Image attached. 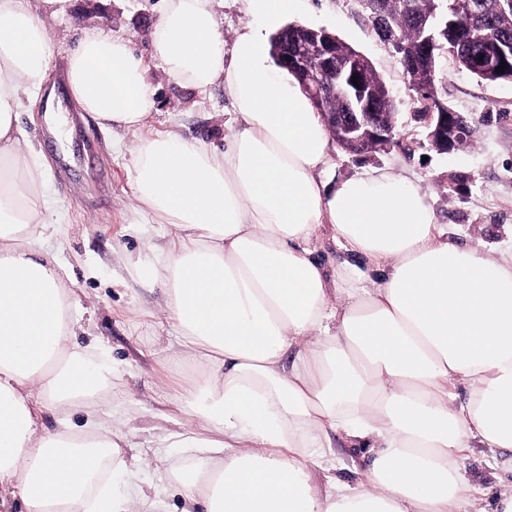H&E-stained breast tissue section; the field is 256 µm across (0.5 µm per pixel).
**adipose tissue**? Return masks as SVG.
I'll list each match as a JSON object with an SVG mask.
<instances>
[{"label": "adipose tissue", "mask_w": 512, "mask_h": 512, "mask_svg": "<svg viewBox=\"0 0 512 512\" xmlns=\"http://www.w3.org/2000/svg\"><path fill=\"white\" fill-rule=\"evenodd\" d=\"M296 9L245 0L228 47L208 0H164L151 33L170 79L223 80L235 115L223 152L171 135L142 138L131 158L135 198L182 231L160 260L131 264L164 286L203 367L185 395L203 431L183 445L222 456L174 461L183 512H512V255L449 242L407 179L316 178L328 132L271 52ZM53 56L29 0H0V491L24 512H140L102 479L126 461L96 407L98 346L68 348L70 290L35 247L55 213L36 203L40 156L15 122ZM65 71L82 111L144 128L154 93L127 39L88 33ZM325 228L345 253L332 267L314 247ZM45 402L55 427L38 421ZM335 434L371 462L358 486L332 476L320 493L311 474ZM475 443L491 453L490 506L460 470Z\"/></svg>", "instance_id": "ef3b65f1"}]
</instances>
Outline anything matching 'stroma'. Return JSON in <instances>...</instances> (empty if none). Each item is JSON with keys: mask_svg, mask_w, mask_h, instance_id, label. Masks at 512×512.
<instances>
[{"mask_svg": "<svg viewBox=\"0 0 512 512\" xmlns=\"http://www.w3.org/2000/svg\"><path fill=\"white\" fill-rule=\"evenodd\" d=\"M46 13L56 54L47 86L66 120L67 135L50 131L43 100L19 113L21 137L37 141L45 158L44 195L59 213L44 228L41 244L69 275L76 313L84 335L74 340L84 349L90 338L108 349L112 367L100 410L126 418L122 432L128 457L135 463L113 474L126 491L144 489L152 512H182L173 488L172 460L184 451L172 447L190 424L185 391L203 376L193 351L180 345L168 318L161 283L132 274L130 257L157 258L173 239L157 231L154 216L135 201L131 188L130 148L142 136L178 133L223 146L232 109L223 83L206 92L170 81L151 54V30L160 0H67L63 13L50 15L43 0H31ZM295 24L323 28L365 55L385 82L395 104L392 144L365 155L332 145L322 179L338 182L372 168L410 179L432 206L449 241L465 248L512 254V81L486 83L443 55L438 95L454 111L473 118L477 133L470 147L437 152L426 130L411 117L419 103L390 44L374 33L362 0H299ZM102 30L129 39L146 61L156 107L142 131L107 130L69 98L63 54L84 33ZM364 466L362 451L333 440L332 452L313 472V484L325 489L326 475L357 485Z\"/></svg>", "mask_w": 512, "mask_h": 512, "instance_id": "obj_1", "label": "stroma"}]
</instances>
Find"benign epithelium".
Returning a JSON list of instances; mask_svg holds the SVG:
<instances>
[{
    "label": "benign epithelium",
    "mask_w": 512,
    "mask_h": 512,
    "mask_svg": "<svg viewBox=\"0 0 512 512\" xmlns=\"http://www.w3.org/2000/svg\"><path fill=\"white\" fill-rule=\"evenodd\" d=\"M448 30L424 29V36L417 47L402 54L404 71L409 73L422 65L427 84L434 86L438 72L432 56L444 45ZM339 39L325 29L305 30L302 42L292 41L279 45L275 50L278 64L291 72L300 90L321 113L324 125L334 138L356 155L372 153L389 145L394 139L395 119H388L380 112L381 99L374 93L369 78L371 61L358 51L342 57L336 52ZM506 56L497 51L483 52V58H474V68L491 75L501 66ZM358 77L353 85L352 77ZM340 97L348 109L344 112L324 111L325 100ZM425 111L414 116L428 130L429 141L438 152L448 153L457 149L458 141L470 132L468 117L448 111L440 100L424 102Z\"/></svg>",
    "instance_id": "7a95c632"
}]
</instances>
